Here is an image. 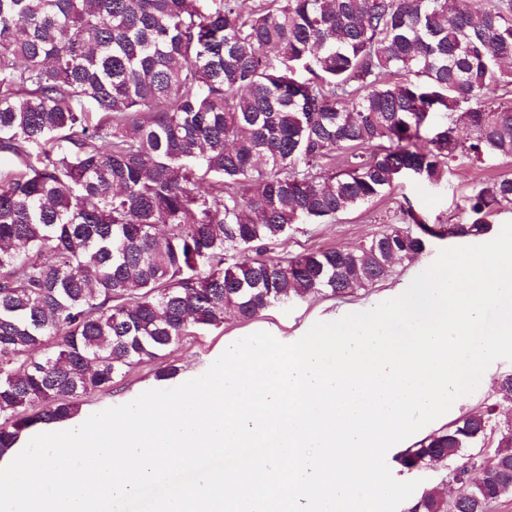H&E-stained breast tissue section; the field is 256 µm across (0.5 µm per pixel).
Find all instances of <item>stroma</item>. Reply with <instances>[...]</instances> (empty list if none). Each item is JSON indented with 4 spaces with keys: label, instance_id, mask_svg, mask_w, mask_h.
<instances>
[{
    "label": "stroma",
    "instance_id": "35a3bbf8",
    "mask_svg": "<svg viewBox=\"0 0 512 512\" xmlns=\"http://www.w3.org/2000/svg\"><path fill=\"white\" fill-rule=\"evenodd\" d=\"M505 171L512 173V159L491 158L480 164L460 160L451 164L446 175L436 184L413 176L403 177L390 194L340 214L331 223L300 225L288 240L282 242L279 250L294 254L315 246L354 245L379 231L383 225L393 223L396 213L408 205L427 223H458L463 217L465 199L472 189L478 183ZM453 245V240L448 238L431 239L426 249L413 260L395 265L389 275L374 287L350 296V303L369 302L376 305L389 300L396 285L412 281L432 264L442 249ZM337 304V299L318 297L275 306L263 317L250 322L240 321L233 316L227 317L223 326L201 328L164 358L162 364L177 369L175 378L158 381L155 373L162 364H143L125 378L116 379L110 391L87 398L81 411L91 415L126 404L149 389L177 387L187 381L188 371L201 373L207 370L212 361L223 353L226 339L243 338L259 328L268 330L274 336L295 339L312 321L335 310ZM508 374H512V361L495 360L483 374L478 388L457 400L450 412L451 418L456 419L500 403L499 381Z\"/></svg>",
    "mask_w": 512,
    "mask_h": 512
}]
</instances>
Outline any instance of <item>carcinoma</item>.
Listing matches in <instances>:
<instances>
[{
  "mask_svg": "<svg viewBox=\"0 0 512 512\" xmlns=\"http://www.w3.org/2000/svg\"><path fill=\"white\" fill-rule=\"evenodd\" d=\"M511 58L512 0H0V450L229 313L352 296L485 234L508 174L458 224L409 207L353 246L276 252L406 175L511 159ZM499 389L504 417L395 457L446 471L408 512L512 497V374Z\"/></svg>",
  "mask_w": 512,
  "mask_h": 512,
  "instance_id": "1",
  "label": "carcinoma"
}]
</instances>
